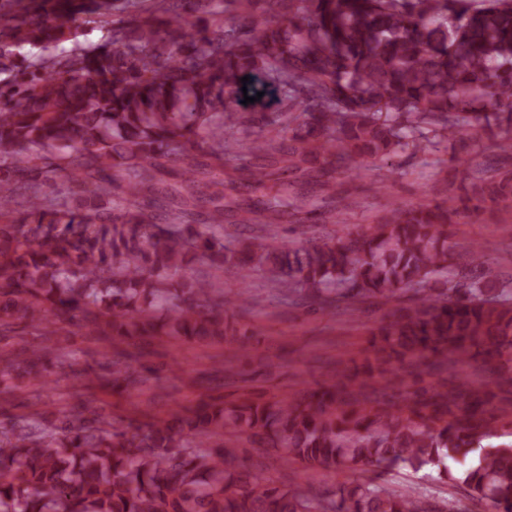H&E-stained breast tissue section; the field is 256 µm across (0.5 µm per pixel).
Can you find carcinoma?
<instances>
[{"label": "carcinoma", "mask_w": 512, "mask_h": 512, "mask_svg": "<svg viewBox=\"0 0 512 512\" xmlns=\"http://www.w3.org/2000/svg\"><path fill=\"white\" fill-rule=\"evenodd\" d=\"M224 26L221 0H27L0 4V336L25 323L56 336L74 320L104 337L116 393L146 381L118 344L254 333L239 316L249 293L188 277L200 259L263 271L292 304L336 310L391 304L371 329L356 373L292 399L202 401L125 428L93 411L60 426L0 423V512H512V443L486 448L502 394L512 405V276L482 248L459 253V212L512 207V0H240ZM108 26L109 45L79 39L72 17ZM30 46L38 57L22 53ZM247 90L280 95L288 111L236 110ZM498 133L497 155L460 193L390 205L361 231L339 228L300 245L262 228L226 241L224 215L275 224L315 210L296 182L336 188L335 173L386 166L417 148L450 151L467 169ZM207 148L239 162L227 200L224 169L195 162ZM169 162L184 186L158 178ZM57 174L68 200L39 197ZM412 296L404 298V294ZM491 373L441 388L417 373L407 390L366 392L386 367L433 374L474 355ZM26 373H66L68 354L29 349ZM18 366L0 353V385ZM231 431L302 461L354 473L435 467L448 494L353 479L329 492L277 487L245 466Z\"/></svg>", "instance_id": "1"}]
</instances>
